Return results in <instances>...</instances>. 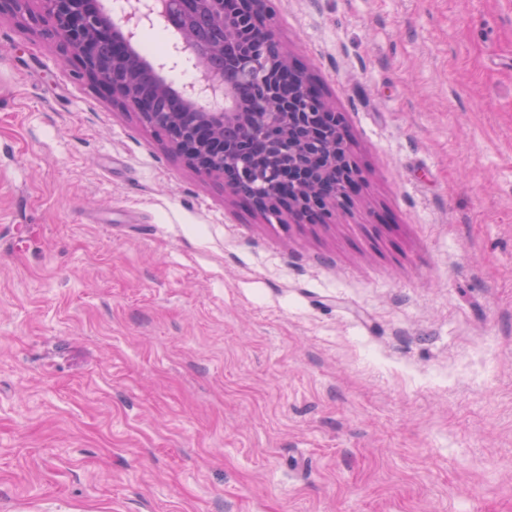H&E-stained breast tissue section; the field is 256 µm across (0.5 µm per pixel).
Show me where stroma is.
<instances>
[{
  "label": "stroma",
  "mask_w": 512,
  "mask_h": 512,
  "mask_svg": "<svg viewBox=\"0 0 512 512\" xmlns=\"http://www.w3.org/2000/svg\"><path fill=\"white\" fill-rule=\"evenodd\" d=\"M361 184L270 221L0 19V512H512V0H274Z\"/></svg>",
  "instance_id": "stroma-1"
}]
</instances>
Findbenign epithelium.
I'll use <instances>...</instances> for the list:
<instances>
[{
    "label": "benign epithelium",
    "instance_id": "obj_1",
    "mask_svg": "<svg viewBox=\"0 0 512 512\" xmlns=\"http://www.w3.org/2000/svg\"><path fill=\"white\" fill-rule=\"evenodd\" d=\"M47 34L79 76L112 104L139 114L196 170L255 211L305 223L341 210L358 184L345 117L285 51L266 0H127L121 20L100 0H43ZM176 17L175 47L156 71L191 66L194 79L152 90L129 60L146 27ZM175 95L178 112L157 99Z\"/></svg>",
    "mask_w": 512,
    "mask_h": 512
}]
</instances>
